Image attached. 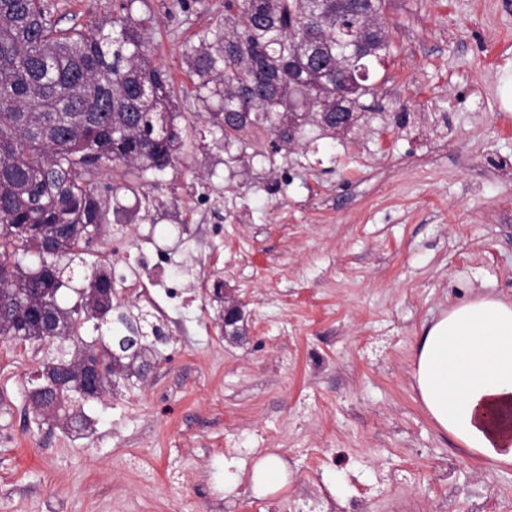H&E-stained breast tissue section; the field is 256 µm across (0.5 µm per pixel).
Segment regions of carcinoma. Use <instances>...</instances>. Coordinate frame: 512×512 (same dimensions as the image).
Returning <instances> with one entry per match:
<instances>
[{
	"label": "carcinoma",
	"instance_id": "obj_1",
	"mask_svg": "<svg viewBox=\"0 0 512 512\" xmlns=\"http://www.w3.org/2000/svg\"><path fill=\"white\" fill-rule=\"evenodd\" d=\"M134 3L122 0L107 25L61 31L44 0H0V337L75 338L70 360L37 373L29 400L78 433L91 419L76 400L101 398L122 374L143 376L165 343L161 328L145 327L116 289L97 291L107 280L102 266L74 306L57 299L65 267L118 211L110 208L117 188L98 187L96 174L163 172L184 146L171 76L153 62L149 25L132 14ZM384 9V0H363L347 34L336 0H224V19L182 57L196 92L219 100L226 141L252 127L284 144L288 129L306 125L344 133L369 109L365 100L393 55ZM28 255L37 268L22 266ZM107 306L116 312L113 336L84 341L78 331ZM137 328L139 352L110 358L106 346ZM97 350L100 389L85 396L72 368Z\"/></svg>",
	"mask_w": 512,
	"mask_h": 512
}]
</instances>
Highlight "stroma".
Wrapping results in <instances>:
<instances>
[{"mask_svg": "<svg viewBox=\"0 0 512 512\" xmlns=\"http://www.w3.org/2000/svg\"><path fill=\"white\" fill-rule=\"evenodd\" d=\"M47 2L63 29L112 17V0ZM132 12L151 20L186 144L177 169L127 175L130 221L107 231L175 249L188 190L223 195L211 262L244 330L221 334L220 299L197 289L151 371L85 404L83 435L27 400L73 340L0 338V512H203L229 470L223 512H284L316 488L322 512H512V465L442 433L412 377L424 325L449 304L512 300V0H385L394 50L373 110L336 139L305 126L281 151L262 128L225 143L217 99L194 92L182 46L224 0ZM230 440L246 454L228 462ZM253 448L286 462L282 488L255 490ZM174 460L194 483L168 482Z\"/></svg>", "mask_w": 512, "mask_h": 512, "instance_id": "stroma-1", "label": "stroma"}]
</instances>
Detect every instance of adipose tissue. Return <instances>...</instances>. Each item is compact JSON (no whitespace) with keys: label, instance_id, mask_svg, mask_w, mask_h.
<instances>
[{"label":"adipose tissue","instance_id":"obj_1","mask_svg":"<svg viewBox=\"0 0 512 512\" xmlns=\"http://www.w3.org/2000/svg\"><path fill=\"white\" fill-rule=\"evenodd\" d=\"M413 380L439 430L512 464V301L478 295L449 306L419 338Z\"/></svg>","mask_w":512,"mask_h":512}]
</instances>
